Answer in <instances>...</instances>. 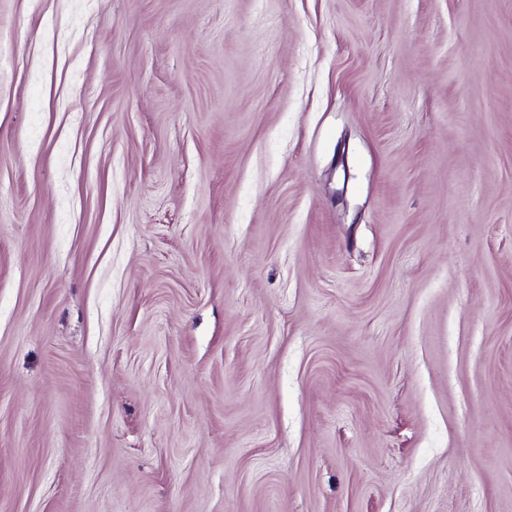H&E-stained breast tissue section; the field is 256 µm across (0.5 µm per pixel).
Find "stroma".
I'll list each match as a JSON object with an SVG mask.
<instances>
[{
    "mask_svg": "<svg viewBox=\"0 0 512 512\" xmlns=\"http://www.w3.org/2000/svg\"><path fill=\"white\" fill-rule=\"evenodd\" d=\"M0 512H512V0H0Z\"/></svg>",
    "mask_w": 512,
    "mask_h": 512,
    "instance_id": "obj_1",
    "label": "stroma"
}]
</instances>
